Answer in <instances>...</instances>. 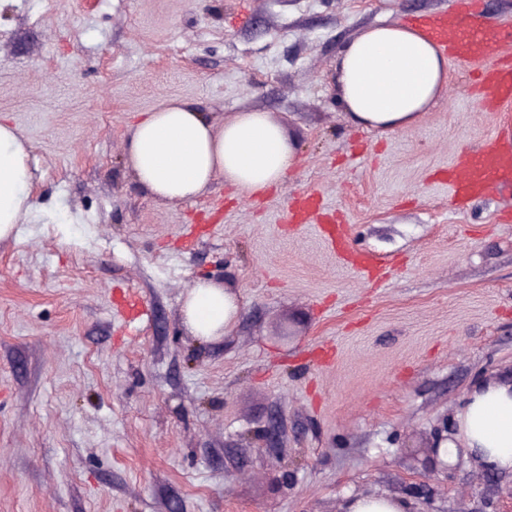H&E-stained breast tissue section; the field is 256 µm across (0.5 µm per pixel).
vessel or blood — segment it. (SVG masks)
Segmentation results:
<instances>
[{
    "instance_id": "b4317fda",
    "label": "vessel or blood",
    "mask_w": 512,
    "mask_h": 512,
    "mask_svg": "<svg viewBox=\"0 0 512 512\" xmlns=\"http://www.w3.org/2000/svg\"><path fill=\"white\" fill-rule=\"evenodd\" d=\"M454 12L420 15L416 24L452 59L468 62L499 54L512 42V27L491 29L477 18L476 0H455ZM480 80L488 92V108L512 103V60L506 59L485 69ZM512 182V139L494 134L490 142L475 151L464 152L448 180L449 198L461 205L468 197L479 195L501 184Z\"/></svg>"
}]
</instances>
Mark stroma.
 <instances>
[{
  "instance_id": "obj_1",
  "label": "stroma",
  "mask_w": 512,
  "mask_h": 512,
  "mask_svg": "<svg viewBox=\"0 0 512 512\" xmlns=\"http://www.w3.org/2000/svg\"><path fill=\"white\" fill-rule=\"evenodd\" d=\"M450 0H10L0 118L31 145L36 211L0 242V512H512V473L426 458L476 382L512 372V188L450 205L448 171L512 105L449 63L415 127L355 124L336 58L363 29ZM170 98L256 110L298 144L283 184L216 176L177 205L124 143ZM319 192L346 227L285 221ZM376 255L369 278L350 255ZM238 295L230 339L192 336L194 282ZM274 438H267L268 429ZM430 487L433 498L416 493ZM410 504L402 498L385 494L350 498L342 505L346 512H407Z\"/></svg>"
}]
</instances>
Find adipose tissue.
Masks as SVG:
<instances>
[{"label":"adipose tissue","mask_w":512,"mask_h":512,"mask_svg":"<svg viewBox=\"0 0 512 512\" xmlns=\"http://www.w3.org/2000/svg\"><path fill=\"white\" fill-rule=\"evenodd\" d=\"M339 100L350 119L380 132L407 129L444 97L448 58L420 28L399 22L368 27L336 60ZM29 145L0 120V241L36 205L27 159ZM137 186L181 203L201 196L215 176L248 196L278 187L299 164L298 147L269 113L243 111L218 120L200 103L173 99L142 113L125 142ZM183 316L193 336L232 335L242 312L233 293L206 281L190 286ZM441 454L466 453L482 469L512 473V377L477 382L454 414Z\"/></svg>","instance_id":"1"}]
</instances>
